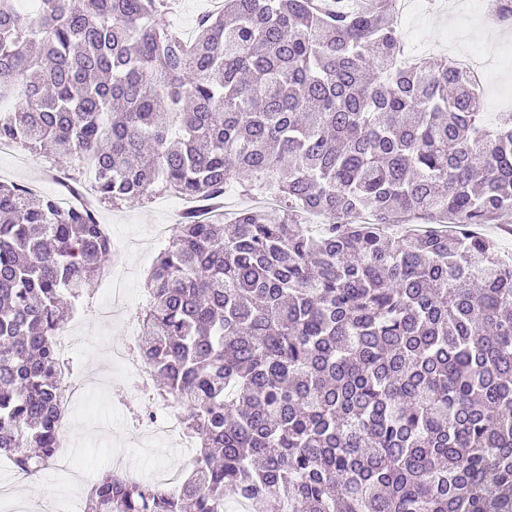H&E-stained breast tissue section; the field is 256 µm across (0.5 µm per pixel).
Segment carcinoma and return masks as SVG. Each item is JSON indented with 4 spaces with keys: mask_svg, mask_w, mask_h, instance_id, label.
<instances>
[{
    "mask_svg": "<svg viewBox=\"0 0 512 512\" xmlns=\"http://www.w3.org/2000/svg\"><path fill=\"white\" fill-rule=\"evenodd\" d=\"M173 5L0 0V140L79 185L92 165L99 206L209 213L182 214L137 316L195 463L173 489L107 473L88 512H512V258L476 231L512 219V112L446 58L397 67L396 0H224L188 45ZM263 185L278 207L224 221L226 187ZM112 250L91 209L0 181V455L23 476L57 455L60 299Z\"/></svg>",
    "mask_w": 512,
    "mask_h": 512,
    "instance_id": "carcinoma-1",
    "label": "carcinoma"
}]
</instances>
